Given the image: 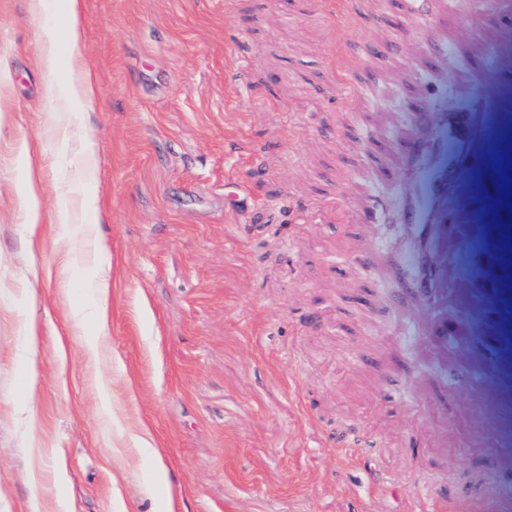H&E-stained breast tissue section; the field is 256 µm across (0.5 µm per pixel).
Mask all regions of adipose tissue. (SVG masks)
I'll return each instance as SVG.
<instances>
[{
  "label": "adipose tissue",
  "mask_w": 512,
  "mask_h": 512,
  "mask_svg": "<svg viewBox=\"0 0 512 512\" xmlns=\"http://www.w3.org/2000/svg\"><path fill=\"white\" fill-rule=\"evenodd\" d=\"M83 0H65L62 20H49L41 33V62L48 74H56L60 66H67L69 76L65 81L48 86L50 95L69 106L91 107L95 98V87L90 75L82 71L81 16ZM68 51L67 60H60L59 48ZM81 124H60L55 129L60 152L76 154V182L74 188L62 192L53 213L57 224H69L81 229L80 253L88 272V288L91 296L89 308L75 309L70 319L76 323L88 322L93 333L84 341V349L90 359L102 355L104 339L110 325V272L112 260L97 233L102 222L99 200L89 187L95 181L93 167L94 150L80 135ZM22 152L27 167V177L19 192L25 201V232L29 248L39 245L42 235V217L39 200L43 191L44 158L30 145H23Z\"/></svg>",
  "instance_id": "1"
}]
</instances>
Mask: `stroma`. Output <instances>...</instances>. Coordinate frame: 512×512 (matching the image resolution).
<instances>
[{
	"instance_id": "1",
	"label": "stroma",
	"mask_w": 512,
	"mask_h": 512,
	"mask_svg": "<svg viewBox=\"0 0 512 512\" xmlns=\"http://www.w3.org/2000/svg\"><path fill=\"white\" fill-rule=\"evenodd\" d=\"M29 3L0 0V512H512V272L489 291L452 257L446 299L401 287L393 164L409 103L512 99V13L352 0L333 23L321 0H84L83 135L112 259L95 363L91 324L67 321L90 303L77 241L45 224L27 271L23 144L45 154L44 214L68 170L47 120L68 70L43 69ZM393 37L382 61L361 48ZM506 175L472 170L481 231L512 229ZM464 317L482 342L430 331ZM22 334L27 345L28 364L31 370V375L34 376L36 372L37 358L41 345L35 315L30 314L24 320L22 325Z\"/></svg>"
}]
</instances>
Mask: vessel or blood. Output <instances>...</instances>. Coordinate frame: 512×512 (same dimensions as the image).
<instances>
[{
  "label": "vessel or blood",
  "mask_w": 512,
  "mask_h": 512,
  "mask_svg": "<svg viewBox=\"0 0 512 512\" xmlns=\"http://www.w3.org/2000/svg\"><path fill=\"white\" fill-rule=\"evenodd\" d=\"M469 111H434L413 103L416 135L400 148L403 190L400 198L405 230L414 251L400 267L402 282L446 288L444 262L453 219L451 202L463 203L468 216L478 207L468 193L467 174L495 146L491 117L482 92H474Z\"/></svg>",
  "instance_id": "vessel-or-blood-1"
}]
</instances>
